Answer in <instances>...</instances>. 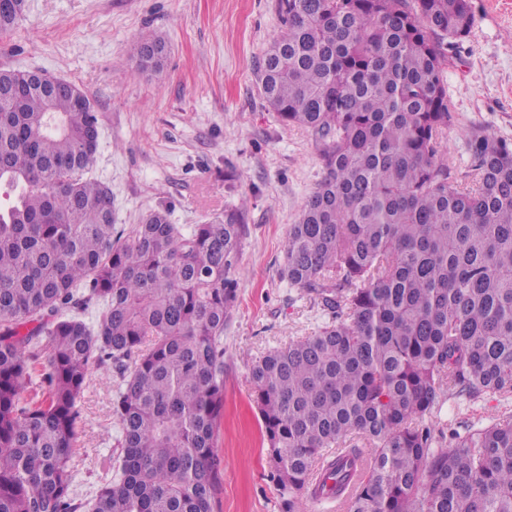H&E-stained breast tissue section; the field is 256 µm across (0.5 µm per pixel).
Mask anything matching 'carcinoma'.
Wrapping results in <instances>:
<instances>
[{
  "mask_svg": "<svg viewBox=\"0 0 512 512\" xmlns=\"http://www.w3.org/2000/svg\"><path fill=\"white\" fill-rule=\"evenodd\" d=\"M264 102L312 131L323 176L290 225L281 276L321 310L314 334L252 361L279 512L321 494L348 512H512V413L452 435L442 387L512 396V143L466 135L452 181L448 48L470 0H276ZM22 14L0 0V34ZM165 45L133 49L158 71ZM0 69V512H219L224 327L245 212L187 230L155 210L116 231L112 190L84 178L91 105ZM119 375L120 452L75 489L78 403L93 367ZM41 399L21 402L30 384ZM355 434L365 456L344 446Z\"/></svg>",
  "mask_w": 512,
  "mask_h": 512,
  "instance_id": "obj_1",
  "label": "carcinoma"
}]
</instances>
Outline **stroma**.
I'll use <instances>...</instances> for the list:
<instances>
[{
    "mask_svg": "<svg viewBox=\"0 0 512 512\" xmlns=\"http://www.w3.org/2000/svg\"><path fill=\"white\" fill-rule=\"evenodd\" d=\"M474 27L450 53L453 123L440 146L453 181H470L463 134L512 141V0H471ZM281 28L274 0H25L17 28L0 35V68L33 70L76 85L97 116L88 179L112 191L117 229L164 209L187 229L245 205L249 233L239 258V303L224 330L222 512H278L267 477L262 422L249 367L261 353L311 335L317 307L280 277L290 224L323 175L314 134L284 124L263 101L258 66ZM163 40L160 73L134 77L130 51ZM119 378L93 369L79 404V491L89 494L115 455L111 402ZM495 397L444 398L446 438L484 424Z\"/></svg>",
    "mask_w": 512,
    "mask_h": 512,
    "instance_id": "35a3bbf8",
    "label": "stroma"
}]
</instances>
